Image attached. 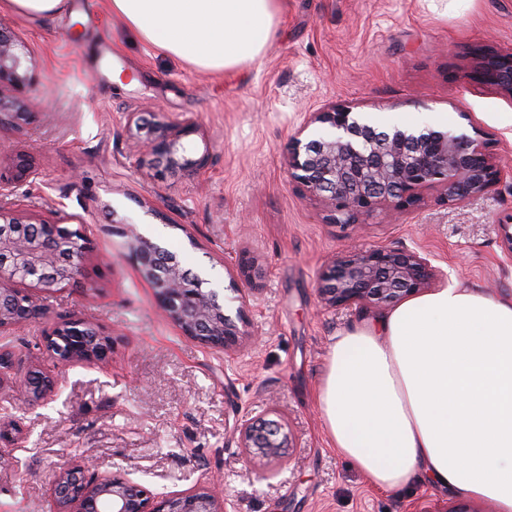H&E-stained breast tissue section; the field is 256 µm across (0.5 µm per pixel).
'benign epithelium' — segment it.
<instances>
[{
	"instance_id": "obj_1",
	"label": "benign epithelium",
	"mask_w": 512,
	"mask_h": 512,
	"mask_svg": "<svg viewBox=\"0 0 512 512\" xmlns=\"http://www.w3.org/2000/svg\"><path fill=\"white\" fill-rule=\"evenodd\" d=\"M483 77L512 97V53L481 58ZM32 80L21 44L0 28V84ZM322 133L304 141L310 125ZM198 132L185 118L163 123L147 137V148L158 166L202 176L208 159L185 157L184 139ZM484 143L466 134L432 128L382 130L368 116L331 106L312 113L288 149V173L311 196L331 207L334 224H352L356 215L382 203L412 205L424 189L440 187L448 198L465 201L484 193L502 173ZM33 167L16 160L0 172V197L25 182ZM130 251L143 277L155 288L160 308L183 334L206 348L231 351L248 336L244 305L226 313L219 294L191 278L172 253L136 236ZM87 242L81 234L66 236L58 223L40 222L35 229L0 204V332L47 316L42 298L25 289L29 284L51 294L82 273ZM436 269L416 251L391 246H354L332 259L318 278L321 302L337 308L352 304L394 306L429 287ZM46 348L54 366L103 362L112 350L109 336L80 319L57 324L47 334ZM56 378L26 374L15 387L36 400L54 395ZM240 447L250 457L280 461L291 446L283 418H246L236 427ZM51 493L57 512H223L218 491L208 486L149 495L138 483L99 470L90 460L53 470Z\"/></svg>"
}]
</instances>
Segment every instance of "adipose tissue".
<instances>
[{
	"label": "adipose tissue",
	"mask_w": 512,
	"mask_h": 512,
	"mask_svg": "<svg viewBox=\"0 0 512 512\" xmlns=\"http://www.w3.org/2000/svg\"><path fill=\"white\" fill-rule=\"evenodd\" d=\"M139 43L220 74L261 58L281 0H106ZM337 453L512 512V298L445 287L335 336L319 393Z\"/></svg>",
	"instance_id": "1"
}]
</instances>
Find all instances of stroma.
Instances as JSON below:
<instances>
[{"mask_svg":"<svg viewBox=\"0 0 512 512\" xmlns=\"http://www.w3.org/2000/svg\"><path fill=\"white\" fill-rule=\"evenodd\" d=\"M70 3L39 20L0 10L33 74L0 89L10 147L0 165L22 153L35 169L0 204L81 231L90 250L80 286L47 297L49 320L15 326L0 344L15 373H50L47 331L80 318L111 337L112 354L67 367L46 400L0 398V512H54L52 470L85 456L152 494L217 482L226 512H494L422 479L373 487L331 448L317 401L330 345L379 309L327 307L316 283L356 240L427 255L442 273L436 287L512 297L500 226L512 180L461 203L428 190L413 206L383 205L343 226L290 181L286 159L307 113L336 104L383 128L478 134L512 168V98L476 65L481 52H512V0H284L264 55L221 76L124 42L104 0ZM132 112L152 123L197 118L186 155L208 156L206 174L155 177L130 138ZM131 232L165 243L223 290L228 310L242 291L249 339L227 354L184 336L131 256ZM245 253L261 280L237 278ZM270 409L292 438L279 466L247 460L234 432L242 416Z\"/></svg>","mask_w":512,"mask_h":512,"instance_id":"stroma-1","label":"stroma"}]
</instances>
